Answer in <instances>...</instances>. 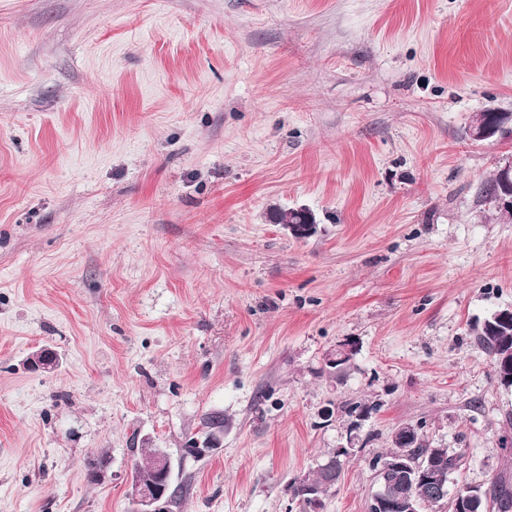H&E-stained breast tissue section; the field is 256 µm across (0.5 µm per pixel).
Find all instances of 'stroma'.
Here are the masks:
<instances>
[{"label": "stroma", "mask_w": 512, "mask_h": 512, "mask_svg": "<svg viewBox=\"0 0 512 512\" xmlns=\"http://www.w3.org/2000/svg\"><path fill=\"white\" fill-rule=\"evenodd\" d=\"M486 108L512 112V0H0V512H131L147 444L165 512H300L348 402L374 411L320 512H368L406 423L466 449L449 492L512 476L474 340L512 306ZM301 206L304 241L270 219ZM503 114L502 112H494L490 114H486L484 119H479L478 122H476L472 128H471V134H470V128L469 136L475 139L476 141H486L490 138H492L494 135H496L502 128H504L505 125L509 123L503 122ZM149 458L156 472L163 478L166 486L155 483L147 484L140 475V463L139 461L136 462L131 475L130 497L134 505L133 512H162L163 507L161 505L166 503L168 499L172 501L174 497V491H171V484L169 482L171 475L170 455H168L165 449L156 448L150 453ZM156 472L146 463L143 465L142 473L146 481H158L159 476ZM168 486L169 490L166 494ZM165 498L166 500H164Z\"/></svg>", "instance_id": "1"}]
</instances>
